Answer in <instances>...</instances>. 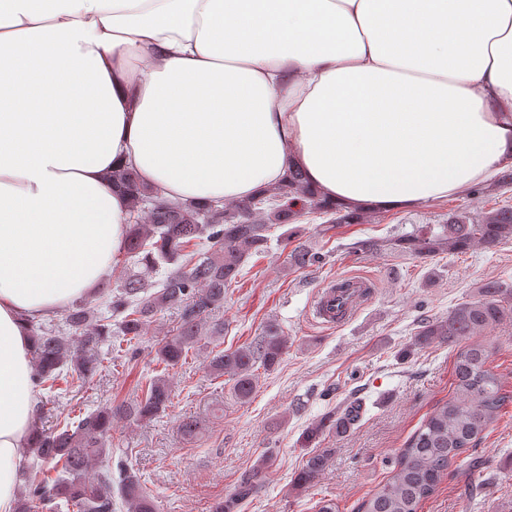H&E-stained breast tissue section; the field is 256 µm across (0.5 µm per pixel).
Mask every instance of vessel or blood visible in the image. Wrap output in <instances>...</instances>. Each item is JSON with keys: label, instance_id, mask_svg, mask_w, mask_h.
I'll use <instances>...</instances> for the list:
<instances>
[{"label": "vessel or blood", "instance_id": "vessel-or-blood-1", "mask_svg": "<svg viewBox=\"0 0 512 512\" xmlns=\"http://www.w3.org/2000/svg\"><path fill=\"white\" fill-rule=\"evenodd\" d=\"M373 288L370 280L357 275H346L326 283L311 306L315 321L329 329L344 325L354 317Z\"/></svg>", "mask_w": 512, "mask_h": 512}]
</instances>
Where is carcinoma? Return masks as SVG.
I'll return each mask as SVG.
<instances>
[{
    "mask_svg": "<svg viewBox=\"0 0 512 512\" xmlns=\"http://www.w3.org/2000/svg\"><path fill=\"white\" fill-rule=\"evenodd\" d=\"M112 186L130 198L125 254L134 265L161 279L148 282L134 272L108 290L99 304L78 302L65 310L62 322L33 325L34 382L52 398L60 386H82L101 372V348L112 345V337L137 343L153 319L165 311H176L178 321L171 337L157 347L156 360L166 370L184 364L189 349L202 337L224 335V320L212 318V313L224 306L226 289L237 283L248 260L267 252L271 230L283 229L282 236L288 240L284 227L306 213L328 216L326 231L337 224H357L362 218L358 211H343L325 202L298 169L288 171L276 186L229 206L222 200L202 206L171 204L140 185L127 169L112 172ZM509 241L512 208H501L478 222L463 211H452L444 224L421 225L385 241L360 240L352 249L364 255L402 251L426 259L464 253L477 245L494 249ZM289 262L304 269L318 263L319 256L299 240L289 253ZM507 319L512 320V284L492 280L483 284L478 299L457 304L444 318L421 323L412 347L425 348L435 342L458 347L453 394L433 406L391 459L392 476L358 502L356 512H418L421 502L434 495L451 473L481 470L477 447L512 395L503 391L489 367L488 348L473 338ZM287 350V337L270 321L248 344L215 351L209 367L227 377L235 397L246 402L255 390V370H275ZM172 396L170 380L159 375L130 404L104 407L78 419L70 417L61 427L36 429L28 447L33 463L25 472L26 489L20 494L18 512H28L30 499L74 512H114V484L128 512H157L153 497L142 491L133 468L120 464L115 475L108 460L92 475L87 469L92 459L106 455L115 417L156 418L168 410ZM362 414V403L352 401L312 423L303 440L309 444L326 435L341 436ZM329 454L328 448L312 452L296 473L294 487L304 489L314 483L324 472ZM263 470L261 465L244 473L235 492L215 502L211 512H237L262 485Z\"/></svg>",
    "mask_w": 512,
    "mask_h": 512,
    "instance_id": "cac0c4a2",
    "label": "carcinoma"
}]
</instances>
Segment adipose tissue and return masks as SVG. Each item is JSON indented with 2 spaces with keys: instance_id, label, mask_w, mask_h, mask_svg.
<instances>
[{
  "instance_id": "ef3b65f1",
  "label": "adipose tissue",
  "mask_w": 512,
  "mask_h": 512,
  "mask_svg": "<svg viewBox=\"0 0 512 512\" xmlns=\"http://www.w3.org/2000/svg\"><path fill=\"white\" fill-rule=\"evenodd\" d=\"M512 167V0H0V512L36 425L32 322L124 251L119 169L173 202L301 170L346 210Z\"/></svg>"
}]
</instances>
